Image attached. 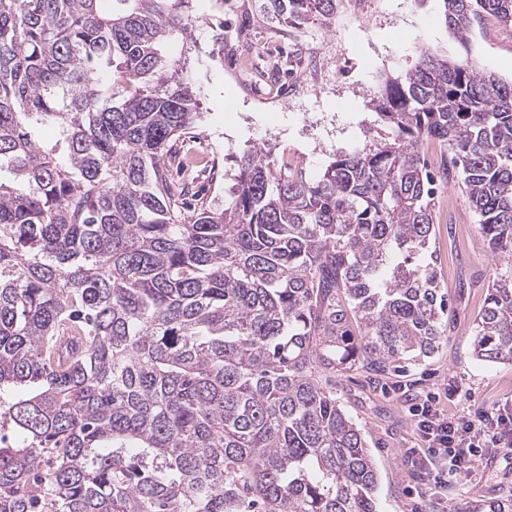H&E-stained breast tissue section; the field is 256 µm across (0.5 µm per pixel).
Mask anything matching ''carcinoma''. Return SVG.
I'll return each instance as SVG.
<instances>
[{"label":"carcinoma","mask_w":512,"mask_h":512,"mask_svg":"<svg viewBox=\"0 0 512 512\" xmlns=\"http://www.w3.org/2000/svg\"><path fill=\"white\" fill-rule=\"evenodd\" d=\"M182 4L0 0V512H378L336 373L448 341L426 256L450 167L506 258L472 356L512 363V83L425 50L322 176L258 145L230 202L184 212L171 143L201 114L163 52ZM336 4L266 9L299 28ZM444 9L463 41L512 26V0Z\"/></svg>","instance_id":"obj_1"}]
</instances>
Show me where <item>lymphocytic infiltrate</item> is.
<instances>
[{
  "mask_svg": "<svg viewBox=\"0 0 512 512\" xmlns=\"http://www.w3.org/2000/svg\"><path fill=\"white\" fill-rule=\"evenodd\" d=\"M440 394L409 397L408 412L413 417L423 447L411 448L407 456L420 473L428 475L435 488L448 482L467 484L472 466L485 451L512 455V405L495 411L479 410L470 416H448L438 406Z\"/></svg>",
  "mask_w": 512,
  "mask_h": 512,
  "instance_id": "f902f5d3",
  "label": "lymphocytic infiltrate"
}]
</instances>
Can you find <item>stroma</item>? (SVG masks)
Listing matches in <instances>:
<instances>
[{"mask_svg":"<svg viewBox=\"0 0 512 512\" xmlns=\"http://www.w3.org/2000/svg\"><path fill=\"white\" fill-rule=\"evenodd\" d=\"M183 11L193 25L175 35L166 50L184 59L183 77L201 120L173 149L180 155L203 142L223 161L218 182L200 179L189 186L188 199L195 206L229 200L237 161L256 143L287 150L309 177L318 178L336 151L363 146L361 129L375 119L370 100L380 83L413 67L421 51L466 59L512 81V28L485 19L474 25L468 40H460L448 30L443 0H340L329 26L300 30L271 20L263 0H186ZM291 41L312 56L308 63L292 58L279 76L296 87L294 97L272 94L265 85L249 91L240 84L231 47L256 43L276 59ZM434 213L431 249L440 259L442 284L453 306L447 344L400 371H355L336 379L337 395L377 461L379 512H486L490 504L512 506V461L502 456L481 457L466 489L452 485L439 494L404 458L406 449L422 442L400 387L420 394L452 382L468 390V400L444 403L451 415L512 402V365L489 366L470 354L474 320L504 260L484 241L457 171L439 186Z\"/></svg>","mask_w":512,"mask_h":512,"instance_id":"obj_1","label":"stroma"}]
</instances>
